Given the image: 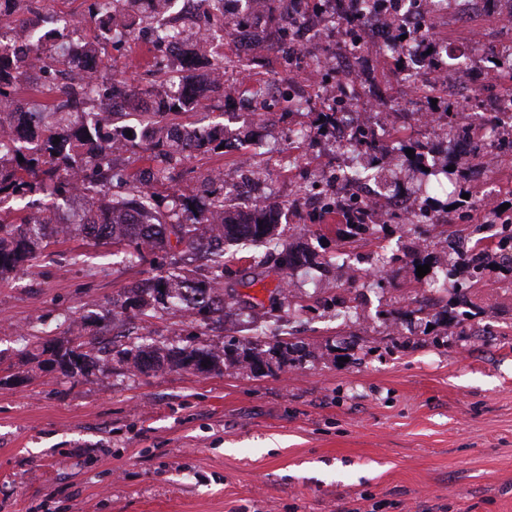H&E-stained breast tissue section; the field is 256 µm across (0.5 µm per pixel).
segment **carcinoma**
<instances>
[{"label": "carcinoma", "mask_w": 512, "mask_h": 512, "mask_svg": "<svg viewBox=\"0 0 512 512\" xmlns=\"http://www.w3.org/2000/svg\"><path fill=\"white\" fill-rule=\"evenodd\" d=\"M15 10L5 15V24L20 32L23 40L0 45V279L28 266L49 246L51 240L74 231L97 242L120 245L131 263L154 258L158 252L169 262L154 267L155 274L130 290L117 305L118 315H143L148 308L178 311L211 320L224 317V244L277 245V209L269 204L247 210L224 200V179L216 174L202 186L204 201L180 198L168 205L143 185L142 177L117 168L112 156L131 147L149 152L155 181L170 178L200 150L217 151L226 144L224 126L186 129L184 140H175L172 117L196 112L204 106L201 86L224 88V73L231 60L216 57L204 48L207 36L188 29L170 18L176 0H152V11L143 9L144 0H91L83 22L73 27L57 15L44 12L23 0H12ZM275 34L269 38L277 51L288 47L289 26L294 20L280 13L283 0H262ZM95 26L98 42L84 41L82 23ZM159 31L161 40H180L191 49L185 63L170 61L156 65L159 79L147 85L111 75L82 72V62L99 56L100 47L114 45L113 34L122 30L131 36L147 27ZM37 79L21 98V83ZM60 139L55 144L53 140ZM129 186L126 196L114 199L112 184ZM42 195L47 201H33L14 209L5 202ZM95 199L97 205L85 210L84 222L69 224L56 214L55 200ZM336 208L350 227L361 236L369 225L354 206L353 197L338 198ZM501 228L495 249L512 264V215L498 214ZM482 254L474 264L460 253L448 265V276L463 264L469 278L457 282L456 303L466 304L471 288L484 278L490 244L482 237L471 241ZM305 250L285 247L276 253L282 270L312 262ZM112 351L93 342L70 341L55 354L54 362L66 373L83 375L108 359ZM261 353L249 341L241 351L219 354L206 345L182 347L140 344L127 352L123 363L144 375L179 368L195 373L221 369L224 361L244 363L257 373Z\"/></svg>", "instance_id": "carcinoma-1"}]
</instances>
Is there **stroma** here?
<instances>
[{
	"label": "stroma",
	"mask_w": 512,
	"mask_h": 512,
	"mask_svg": "<svg viewBox=\"0 0 512 512\" xmlns=\"http://www.w3.org/2000/svg\"><path fill=\"white\" fill-rule=\"evenodd\" d=\"M477 30L499 38L497 13L431 25L452 48ZM251 54L260 61L251 82H301L266 42ZM104 56L133 83L150 81L143 35ZM359 69L362 102L381 103L379 124L406 149L429 139L409 120L427 104L396 84L393 64L367 52ZM208 98L210 123L223 124L238 149L260 138L275 149L259 177L279 209V240L314 261L288 274L270 268L251 287L255 249L231 247L224 285L240 303L208 323L161 309L113 315L152 268L78 234L0 280V512H512V270L489 268L470 293L469 319L435 341L420 310L428 280L416 268L448 260L438 244L444 227L380 223L363 237L337 235L339 216L297 202L310 175L336 173L347 156L327 131L288 138L318 125L329 104L284 106L258 124L244 99L218 90ZM360 163L378 185L402 192L431 178L372 153ZM450 164L451 178L432 192L437 202L465 195L478 205L492 179L503 186L496 204H512V162L491 172L463 154ZM215 171L236 177V151L197 153L158 192L195 195ZM376 251L402 260L380 272L348 262ZM77 322L102 346L132 330L147 344L196 339L220 351L230 340L256 341L266 351L284 340L308 355L263 376L231 363L210 374L135 375L114 359L73 378L42 349L70 340Z\"/></svg>",
	"instance_id": "1"
}]
</instances>
